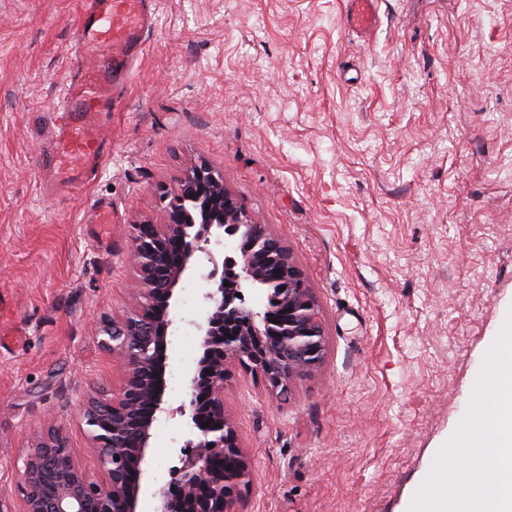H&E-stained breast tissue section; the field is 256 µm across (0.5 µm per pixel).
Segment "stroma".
<instances>
[{"mask_svg":"<svg viewBox=\"0 0 512 512\" xmlns=\"http://www.w3.org/2000/svg\"><path fill=\"white\" fill-rule=\"evenodd\" d=\"M82 0H0V503L52 423L97 475L86 393L117 389L96 339L139 286L135 223L205 160L288 249L318 301L323 365L287 394L228 367L224 411L255 479L243 512H408L457 432L512 302V0H154L114 70L92 180L41 164ZM200 277L166 371L207 312ZM152 427L150 484L174 482L183 396ZM346 12L348 25L358 30L367 29L376 13V0H349Z\"/></svg>","mask_w":512,"mask_h":512,"instance_id":"35a3bbf8","label":"stroma"}]
</instances>
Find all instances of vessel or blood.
<instances>
[{
	"mask_svg": "<svg viewBox=\"0 0 512 512\" xmlns=\"http://www.w3.org/2000/svg\"><path fill=\"white\" fill-rule=\"evenodd\" d=\"M149 0H86L81 17V48L93 59L65 86L61 105L53 112L57 133L43 157L58 180L76 169L93 170L103 153L102 142L90 129L91 117L112 109V62L134 51L147 24ZM376 13V0H350V27L367 29Z\"/></svg>",
	"mask_w": 512,
	"mask_h": 512,
	"instance_id": "b4317fda",
	"label": "vessel or blood"
}]
</instances>
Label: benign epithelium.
Here are the masks:
<instances>
[{
	"mask_svg": "<svg viewBox=\"0 0 512 512\" xmlns=\"http://www.w3.org/2000/svg\"><path fill=\"white\" fill-rule=\"evenodd\" d=\"M161 201L160 222L137 224L132 235L143 286L139 301L98 330L101 347L121 369L112 397L93 396L85 410L105 430L94 437L102 479L91 480L73 452H59L68 440L50 425L23 460L18 512H136L152 425L166 412L158 355H149L148 348L167 347L177 323L174 292L182 280L201 274L197 254L208 252L212 236L232 237L239 225L250 224L224 188V174L206 162L192 166L176 194ZM188 203L198 205L199 218L187 210ZM210 261L213 268L202 274L213 283L204 294L207 315L187 321L202 338L204 354L188 368L190 399L180 408L197 442L188 440L180 448L176 488L155 492L157 512H240L252 467L224 412L227 363H239L278 395L325 360L315 296L265 225L251 224L250 246L240 259ZM271 282L282 284L273 304L245 305L240 294ZM205 422L208 427H201Z\"/></svg>",
	"mask_w": 512,
	"mask_h": 512,
	"instance_id": "obj_1",
	"label": "benign epithelium"
}]
</instances>
